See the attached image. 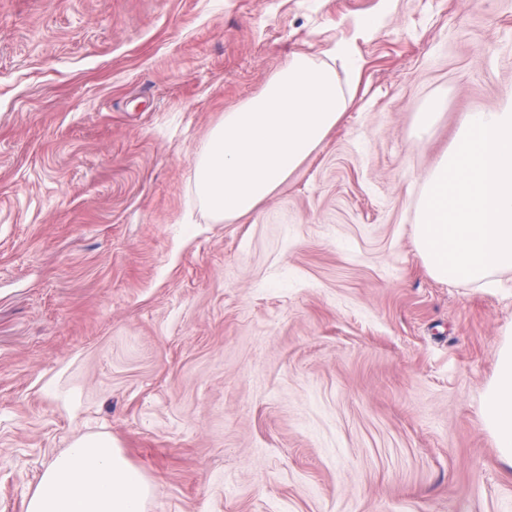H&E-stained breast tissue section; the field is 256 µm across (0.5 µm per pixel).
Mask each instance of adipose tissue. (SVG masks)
Masks as SVG:
<instances>
[{"label": "adipose tissue", "mask_w": 512, "mask_h": 512, "mask_svg": "<svg viewBox=\"0 0 512 512\" xmlns=\"http://www.w3.org/2000/svg\"><path fill=\"white\" fill-rule=\"evenodd\" d=\"M357 75L352 46L328 59L291 57L263 89L225 113L194 166V187L214 221L228 223L267 200L312 154L352 99L334 68ZM483 424L503 463L512 467V336H505L482 396ZM147 480L108 440L83 437L44 471L26 512H144Z\"/></svg>", "instance_id": "adipose-tissue-1"}]
</instances>
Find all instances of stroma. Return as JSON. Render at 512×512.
Listing matches in <instances>:
<instances>
[{
	"label": "stroma",
	"instance_id": "stroma-1",
	"mask_svg": "<svg viewBox=\"0 0 512 512\" xmlns=\"http://www.w3.org/2000/svg\"><path fill=\"white\" fill-rule=\"evenodd\" d=\"M0 0V512L76 439L145 512H512L481 416L512 271L414 242L462 116L512 103V0ZM351 42L354 99L253 212L194 162L293 54ZM426 132L415 117L430 104Z\"/></svg>",
	"mask_w": 512,
	"mask_h": 512
}]
</instances>
